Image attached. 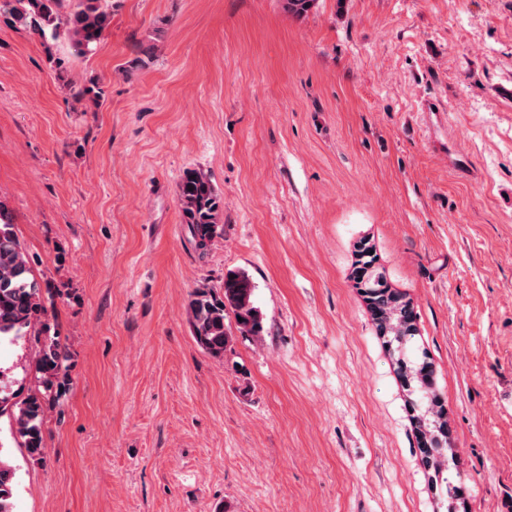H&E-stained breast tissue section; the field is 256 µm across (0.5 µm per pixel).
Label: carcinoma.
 <instances>
[{
  "instance_id": "cac0c4a2",
  "label": "carcinoma",
  "mask_w": 512,
  "mask_h": 512,
  "mask_svg": "<svg viewBox=\"0 0 512 512\" xmlns=\"http://www.w3.org/2000/svg\"><path fill=\"white\" fill-rule=\"evenodd\" d=\"M111 10L112 0H0V17L8 24L28 30L43 42L63 33L80 53L95 50L101 42ZM179 206L182 223L187 225L196 249L206 250L217 235L223 201L204 174L196 170L184 174L179 186ZM359 283L368 300L379 305L394 296L367 247L361 249ZM221 290L219 295L199 289L189 301L194 339L215 357L223 356L229 348L233 340L231 329L255 338L264 331L262 314L254 302V285L245 272H228ZM46 311L44 292L33 274L31 259L14 232L7 204L0 201V341H16L31 334ZM230 315L242 321L235 322L232 328L227 322ZM400 319L403 330L398 337L386 330L382 321L377 324L380 330L387 331L388 343L398 353V362L415 373L421 367L411 365L405 356L415 336L410 303L400 308L393 324ZM39 334L43 339L35 354V372L39 374L43 396L32 394L21 400L0 397V417H9L14 437L32 456L44 452L43 397L64 385L67 376L59 340L48 334L45 325ZM15 487L16 469L0 457V512H13Z\"/></svg>"
}]
</instances>
